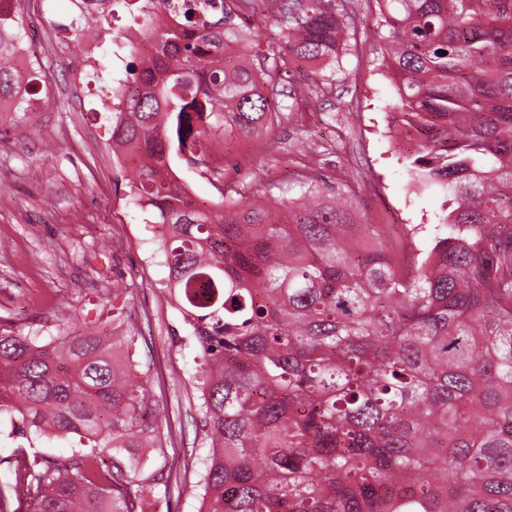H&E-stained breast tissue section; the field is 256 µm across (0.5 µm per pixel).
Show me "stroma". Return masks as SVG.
<instances>
[{"label": "stroma", "mask_w": 512, "mask_h": 512, "mask_svg": "<svg viewBox=\"0 0 512 512\" xmlns=\"http://www.w3.org/2000/svg\"><path fill=\"white\" fill-rule=\"evenodd\" d=\"M351 23L349 48L327 82L290 60L281 74L277 113L263 133L215 136L201 166L172 157L197 201L226 190L285 201L304 178L348 189L364 224H433L442 200L414 192L389 112L394 80L382 47L388 29L378 0H327ZM29 54L47 89L18 121H0V327L19 332L57 326L69 315L104 330L113 308L135 315L136 347L150 367L151 413L164 436L149 469L168 480L146 498L147 512H198L209 447L192 384L201 351L187 337L165 285L169 268L148 215L131 198L130 167L107 141L97 82H78L83 57L51 38L74 18L72 0H21ZM24 441L0 420V491L24 498Z\"/></svg>", "instance_id": "35a3bbf8"}]
</instances>
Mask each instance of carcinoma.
I'll use <instances>...</instances> for the list:
<instances>
[{"instance_id": "carcinoma-1", "label": "carcinoma", "mask_w": 512, "mask_h": 512, "mask_svg": "<svg viewBox=\"0 0 512 512\" xmlns=\"http://www.w3.org/2000/svg\"><path fill=\"white\" fill-rule=\"evenodd\" d=\"M230 2L123 0L124 35L112 0H93L71 24L74 47L110 35L132 58L108 135L146 159L130 192L202 352L200 512H512V0H382L401 157L418 192L443 197L437 223L408 228L410 262L326 181L277 207L207 206L165 182L171 154L199 164L211 137L273 122L285 59L325 82L348 46L324 0H282L293 24L267 53L255 0ZM163 5L174 21L158 25ZM26 36L0 11V106L15 116L39 93L13 65ZM112 323L0 332L12 432L77 438L65 458L23 460L14 512H144L162 479L133 452L162 447L149 368L129 318Z\"/></svg>"}]
</instances>
